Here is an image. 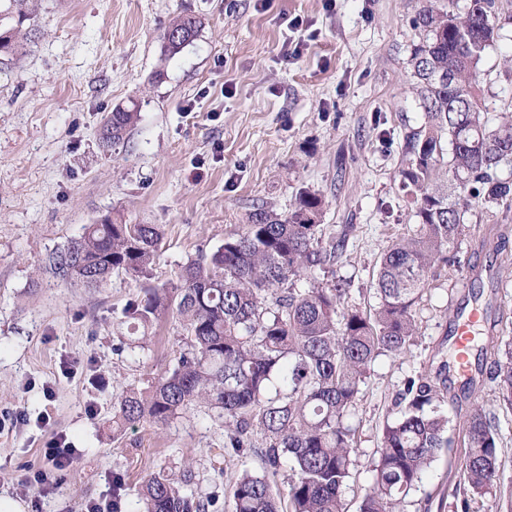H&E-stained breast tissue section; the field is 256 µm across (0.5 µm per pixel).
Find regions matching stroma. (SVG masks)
I'll use <instances>...</instances> for the list:
<instances>
[{
	"label": "stroma",
	"mask_w": 512,
	"mask_h": 512,
	"mask_svg": "<svg viewBox=\"0 0 512 512\" xmlns=\"http://www.w3.org/2000/svg\"><path fill=\"white\" fill-rule=\"evenodd\" d=\"M256 2L32 0L35 30L21 54L0 62V413L30 418L0 434V493L31 502L18 477L43 466L55 434L81 452L39 512H83L111 495L116 469L133 495L151 475L176 478L187 466L190 491L232 512L235 473L261 468L257 456H225L222 423L203 407L113 437L122 390L172 365L181 330L166 317L144 347L131 346L123 308L139 293L134 281L116 273L88 289L45 268L84 225H161L160 285L216 250L257 205L284 213L300 190H315L326 200L322 224L349 234L334 272L350 285L349 303L364 308L383 249L415 224L399 171L404 136L424 121L408 65L421 0ZM186 14L199 19L197 35L166 56L161 34ZM290 38L303 42L300 58L284 56ZM480 72L498 119L512 104V23ZM117 109L138 121L107 148L101 127ZM458 255L460 266L445 267L424 294L409 352L378 357L361 386L349 512L359 510L405 379L452 361L459 307L477 298L494 334L512 337V208L471 202ZM67 355L84 362L76 375L60 370ZM462 456L440 453L407 512H451Z\"/></svg>",
	"instance_id": "obj_1"
}]
</instances>
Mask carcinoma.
<instances>
[{"mask_svg": "<svg viewBox=\"0 0 512 512\" xmlns=\"http://www.w3.org/2000/svg\"><path fill=\"white\" fill-rule=\"evenodd\" d=\"M496 0H425L411 19L417 40L409 65L424 123L404 137L402 189L415 228L385 248L373 276L375 304L348 305L347 282L321 279L346 250V235L321 228L324 196L300 191L288 212L254 208L248 223L224 237L210 255L189 261L177 281L152 282L163 233L157 224H88L48 256L59 279L86 288L123 272L140 288L124 317L131 331L165 314L185 335L175 362L147 387H130L113 406L112 434L148 423L164 426L199 404L224 420L225 454L260 457V472L242 470L232 485V512H346L344 492L357 447L348 423L360 385L380 355L405 354L417 336L415 307L439 269L457 256L468 202L512 208V180L498 175L512 163V117L494 122L481 104L479 64L499 37ZM35 23L28 0H0V57L20 52ZM200 22L186 15L164 29V53L194 39ZM183 39H170L174 32ZM137 113L115 110L102 139L124 141ZM304 280L308 286L298 287ZM500 405L512 410V349L486 345L462 385L467 400L465 455L453 496L454 512H471L477 496L501 486V437L495 417L475 397L484 361ZM448 364L405 381L386 424L372 483L359 512H403L405 499L438 453L454 447L448 435ZM263 436L255 446L254 434ZM292 472L286 492L275 476ZM214 501L187 493L168 476L146 480L129 499L124 473L112 472V512H212Z\"/></svg>", "mask_w": 512, "mask_h": 512, "instance_id": "1", "label": "carcinoma"}]
</instances>
